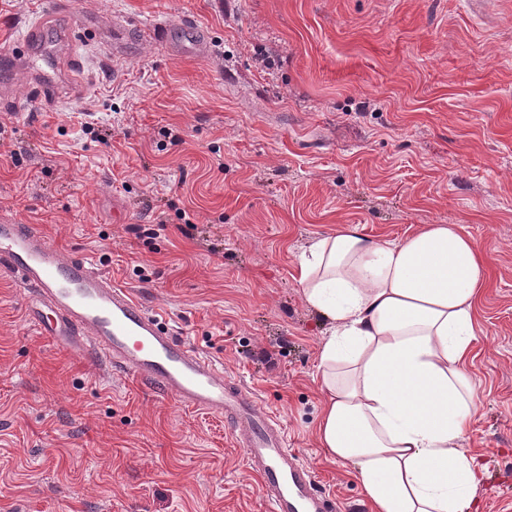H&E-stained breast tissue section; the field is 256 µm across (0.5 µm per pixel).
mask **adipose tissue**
Returning a JSON list of instances; mask_svg holds the SVG:
<instances>
[{
	"mask_svg": "<svg viewBox=\"0 0 512 512\" xmlns=\"http://www.w3.org/2000/svg\"><path fill=\"white\" fill-rule=\"evenodd\" d=\"M299 283L328 326L316 427L327 459L352 468L373 512H474L485 469L461 448L479 405L474 242L452 224L398 241L343 225L303 248Z\"/></svg>",
	"mask_w": 512,
	"mask_h": 512,
	"instance_id": "adipose-tissue-1",
	"label": "adipose tissue"
}]
</instances>
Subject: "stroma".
<instances>
[{"instance_id": "obj_1", "label": "stroma", "mask_w": 512, "mask_h": 512, "mask_svg": "<svg viewBox=\"0 0 512 512\" xmlns=\"http://www.w3.org/2000/svg\"><path fill=\"white\" fill-rule=\"evenodd\" d=\"M48 3L0 0V51ZM158 22L203 53L138 36ZM50 37L70 76L54 110L0 112V223L255 389L342 512L371 505L315 434L326 325L298 256L341 225H456L486 261L463 447L477 512H512V0H73ZM26 296L0 276V512H269L223 417L51 342Z\"/></svg>"}]
</instances>
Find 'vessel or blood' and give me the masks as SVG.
Segmentation results:
<instances>
[{"label":"vessel or blood","instance_id":"obj_1","mask_svg":"<svg viewBox=\"0 0 512 512\" xmlns=\"http://www.w3.org/2000/svg\"><path fill=\"white\" fill-rule=\"evenodd\" d=\"M48 26L43 17L27 26L21 39L28 56L39 55ZM141 34L175 45L193 31L157 23ZM0 275L34 293L27 316L62 347L120 367L157 393L174 395L185 408L223 416L241 441L270 512H336L337 502L288 451L284 430L253 390L87 259L61 252L32 225L1 222Z\"/></svg>","mask_w":512,"mask_h":512}]
</instances>
